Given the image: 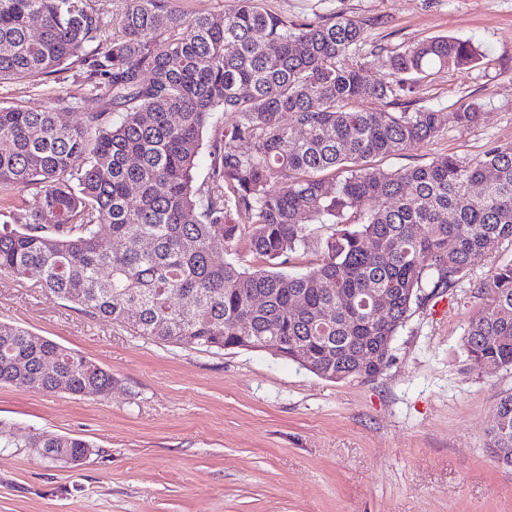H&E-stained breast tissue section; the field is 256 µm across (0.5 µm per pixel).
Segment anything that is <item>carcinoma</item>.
<instances>
[{"mask_svg": "<svg viewBox=\"0 0 512 512\" xmlns=\"http://www.w3.org/2000/svg\"><path fill=\"white\" fill-rule=\"evenodd\" d=\"M174 2L128 0L107 40L87 0H0V81L39 86L79 64L101 103L76 126L0 108V271L37 270L54 297L141 336L219 349L279 336L329 381L375 378L414 309L512 242V142L395 171L369 164L480 124L479 101L448 113L414 103L432 70L482 54L436 36L368 57L363 24L342 12L288 19L238 0L217 23ZM370 65L386 78L365 80ZM314 224L330 233L306 269L276 270L307 252ZM241 242L261 265L238 263ZM474 288L464 353L475 368H512V263ZM60 377L75 396L112 391L109 371L0 321V384L53 393ZM496 412L488 447L512 457L511 391ZM29 447L64 464L90 450L50 434Z\"/></svg>", "mask_w": 512, "mask_h": 512, "instance_id": "obj_1", "label": "carcinoma"}]
</instances>
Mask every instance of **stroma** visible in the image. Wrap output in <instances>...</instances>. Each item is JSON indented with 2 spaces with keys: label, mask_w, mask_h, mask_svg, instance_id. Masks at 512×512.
<instances>
[{
  "label": "stroma",
  "mask_w": 512,
  "mask_h": 512,
  "mask_svg": "<svg viewBox=\"0 0 512 512\" xmlns=\"http://www.w3.org/2000/svg\"><path fill=\"white\" fill-rule=\"evenodd\" d=\"M291 19L339 11L365 25L361 54L435 37L468 40L471 69L434 73L421 105L477 100L471 129L419 150L376 157L397 170L440 154L471 158L512 141V0H258ZM100 102L84 69L39 92L0 84V105ZM481 304L472 288L427 301L399 331L372 381L333 382L269 350L182 347L138 335L52 297L36 272L0 273V321L75 350L111 371L110 395L44 394L0 385V512H512V468L487 433L512 369L473 368L462 339ZM87 440L78 465L56 464L30 438Z\"/></svg>",
  "instance_id": "1"
}]
</instances>
